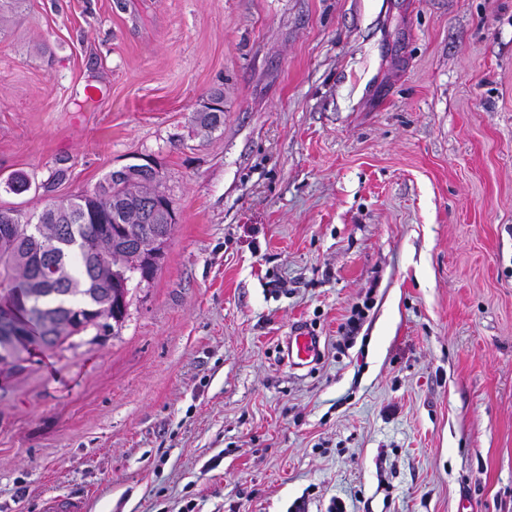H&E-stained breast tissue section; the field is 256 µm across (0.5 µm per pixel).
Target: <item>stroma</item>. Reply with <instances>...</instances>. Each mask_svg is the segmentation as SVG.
Here are the masks:
<instances>
[{
  "label": "stroma",
  "instance_id": "35a3bbf8",
  "mask_svg": "<svg viewBox=\"0 0 512 512\" xmlns=\"http://www.w3.org/2000/svg\"><path fill=\"white\" fill-rule=\"evenodd\" d=\"M143 156L164 260L0 376V512H512V0H22L0 208ZM319 344V336H314L301 326L296 327L293 336H288L286 345L289 363L292 366L304 367L317 357Z\"/></svg>",
  "mask_w": 512,
  "mask_h": 512
}]
</instances>
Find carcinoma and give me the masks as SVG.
<instances>
[{"mask_svg":"<svg viewBox=\"0 0 512 512\" xmlns=\"http://www.w3.org/2000/svg\"><path fill=\"white\" fill-rule=\"evenodd\" d=\"M30 219L61 227L51 252L62 273L44 274L39 282H31L39 264L35 244L23 233L0 235V320H18L35 341L44 335L46 323L56 324L54 337L45 343L53 349L96 327V310L107 304L110 292L126 275L123 254L150 233L156 221L147 196L112 172L91 193L52 202ZM109 232L112 247H95L96 239ZM98 263L112 268L115 283L108 285L94 276Z\"/></svg>","mask_w":512,"mask_h":512,"instance_id":"obj_1","label":"carcinoma"}]
</instances>
